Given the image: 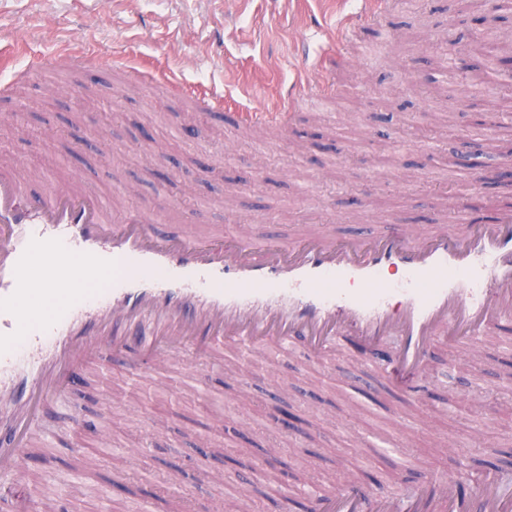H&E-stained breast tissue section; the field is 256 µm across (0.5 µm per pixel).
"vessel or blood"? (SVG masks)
Here are the masks:
<instances>
[{"instance_id": "vessel-or-blood-1", "label": "vessel or blood", "mask_w": 512, "mask_h": 512, "mask_svg": "<svg viewBox=\"0 0 512 512\" xmlns=\"http://www.w3.org/2000/svg\"><path fill=\"white\" fill-rule=\"evenodd\" d=\"M388 0H360L326 46L349 42L379 21ZM187 97L206 93L223 111L221 89L179 79L161 60H133ZM324 84L303 78L274 108L242 107L240 121L290 129L294 112L321 96ZM111 274L104 291L89 285ZM56 301L39 318L37 295ZM512 321V203L490 221L396 222L371 236L344 240L319 231L287 240L216 233H162L139 216L117 217L111 202L79 186L34 196L8 166H0V400L15 409L0 416V477L21 473L34 397L48 398L71 382L76 366L105 351L135 350L143 370L164 354L207 352L232 341L285 352L299 342L315 354L341 347L348 331L381 350L385 382L405 375L408 395L422 399L435 376L427 354L437 338L471 344ZM306 512H512V478L435 476L414 488H372L345 478L336 492L301 489Z\"/></svg>"}]
</instances>
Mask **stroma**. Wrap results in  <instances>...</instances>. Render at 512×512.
<instances>
[{
    "instance_id": "1",
    "label": "stroma",
    "mask_w": 512,
    "mask_h": 512,
    "mask_svg": "<svg viewBox=\"0 0 512 512\" xmlns=\"http://www.w3.org/2000/svg\"><path fill=\"white\" fill-rule=\"evenodd\" d=\"M354 0H0V35L22 38L49 62L12 81L0 102V156L31 172L32 193L82 179L116 210L145 214L160 231L242 228L292 239L327 230L345 239L393 220L440 224L448 202L492 215L512 187L475 183L491 172L512 123L488 134V96L427 62L447 34L475 39L466 0H394L385 20L321 52L323 23ZM75 41L116 54L108 69L80 68L61 51ZM168 58L192 82L239 91L261 83L275 100L298 76L330 80V98L295 114L291 132L199 111L160 79L129 82L126 57ZM320 357L241 355L234 345L175 355L149 377L108 355L65 398L44 401L13 512H37L44 481L66 482L70 512H142L147 493L175 472L191 479L190 512H238L239 465L275 442L271 472L253 478L249 512H281L299 488L336 489L340 467L368 482L469 473L512 475V322L482 337L471 362L437 340L428 355L445 389L400 405L370 400L354 379L379 382L355 337ZM204 384L189 383L190 373ZM81 414L86 428L71 425ZM157 427H150L149 418Z\"/></svg>"
}]
</instances>
